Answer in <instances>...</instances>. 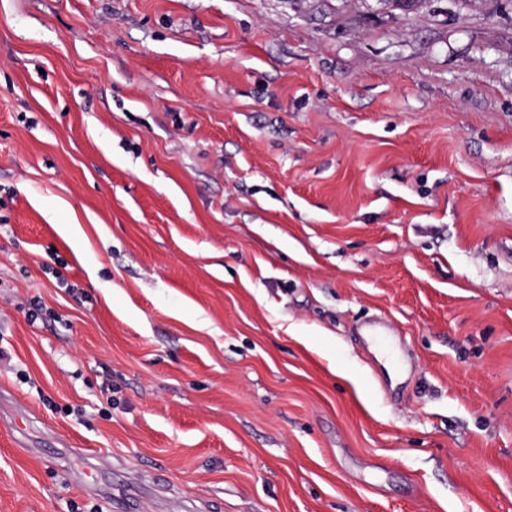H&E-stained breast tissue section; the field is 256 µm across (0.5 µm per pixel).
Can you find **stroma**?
Listing matches in <instances>:
<instances>
[{"label": "stroma", "instance_id": "1", "mask_svg": "<svg viewBox=\"0 0 512 512\" xmlns=\"http://www.w3.org/2000/svg\"><path fill=\"white\" fill-rule=\"evenodd\" d=\"M0 512H512V0H0Z\"/></svg>", "mask_w": 512, "mask_h": 512}]
</instances>
